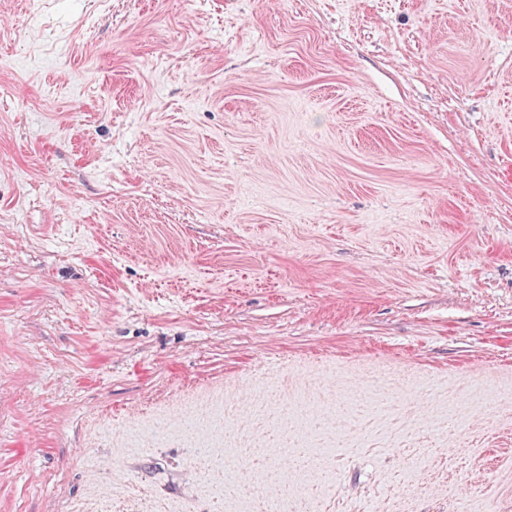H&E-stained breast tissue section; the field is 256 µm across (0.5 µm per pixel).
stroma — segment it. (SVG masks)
I'll use <instances>...</instances> for the list:
<instances>
[{
    "mask_svg": "<svg viewBox=\"0 0 512 512\" xmlns=\"http://www.w3.org/2000/svg\"><path fill=\"white\" fill-rule=\"evenodd\" d=\"M510 389L512 0H0V512H245L213 409L289 512H512ZM217 461L218 454L212 448H200L194 464L197 466V468L204 470L205 472L215 471V467L221 469L217 472L219 476V486L214 484H212V486L215 487L216 493L218 495H222V473L224 487L225 484H232L236 480L237 473L240 471L241 465L234 460L227 459L226 457L224 458V462L221 464H216ZM229 474L234 475L233 481L229 479Z\"/></svg>",
    "mask_w": 512,
    "mask_h": 512,
    "instance_id": "1",
    "label": "stroma"
}]
</instances>
